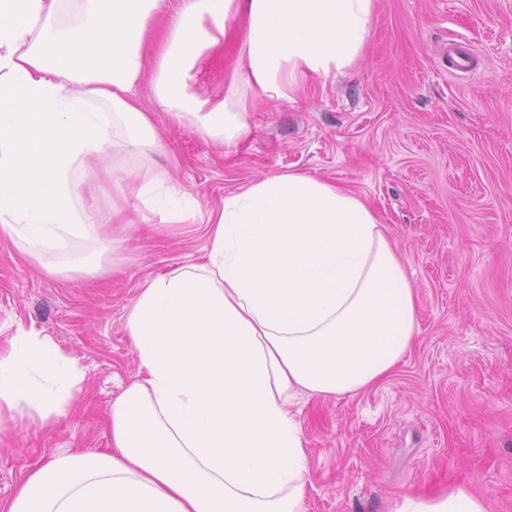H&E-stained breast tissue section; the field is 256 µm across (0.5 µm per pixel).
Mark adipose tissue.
I'll return each instance as SVG.
<instances>
[{"instance_id":"adipose-tissue-1","label":"adipose tissue","mask_w":512,"mask_h":512,"mask_svg":"<svg viewBox=\"0 0 512 512\" xmlns=\"http://www.w3.org/2000/svg\"><path fill=\"white\" fill-rule=\"evenodd\" d=\"M0 0V238L49 274L101 269L110 241L81 192L118 156L145 210L195 223L198 200L150 155L155 115L134 92L146 47L161 106L202 137L247 132L246 88L351 67L375 0ZM240 89L208 105L191 68L234 20ZM201 264L146 279L125 331L139 363L106 420L112 449L29 468L0 512H302L309 475L295 394L355 395L386 378L417 306L384 227L355 191L288 172L225 195ZM85 372L49 337L0 348V414H66ZM392 512H488L463 486L402 494Z\"/></svg>"}]
</instances>
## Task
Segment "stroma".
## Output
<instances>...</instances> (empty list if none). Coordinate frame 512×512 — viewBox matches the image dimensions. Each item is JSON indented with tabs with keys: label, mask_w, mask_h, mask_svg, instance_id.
Instances as JSON below:
<instances>
[{
	"label": "stroma",
	"mask_w": 512,
	"mask_h": 512,
	"mask_svg": "<svg viewBox=\"0 0 512 512\" xmlns=\"http://www.w3.org/2000/svg\"><path fill=\"white\" fill-rule=\"evenodd\" d=\"M472 48L458 76L449 41ZM238 42L207 54L189 89L223 100ZM146 54L135 91L164 144L153 163L203 211L250 180L288 172L348 187L381 218L414 290L417 334L378 385L299 396L311 469L304 512H391L404 492L456 485L512 512V0H376L361 57L288 96L248 91V133L220 145L164 112ZM137 183L97 177L82 194L112 249L89 277L42 271L0 239V342L51 338L85 370L75 409L45 424L0 422V501L56 453L109 450L111 403L138 372L124 325L150 277L201 262L204 224L142 220ZM131 221H112L113 204Z\"/></svg>",
	"instance_id": "obj_1"
}]
</instances>
